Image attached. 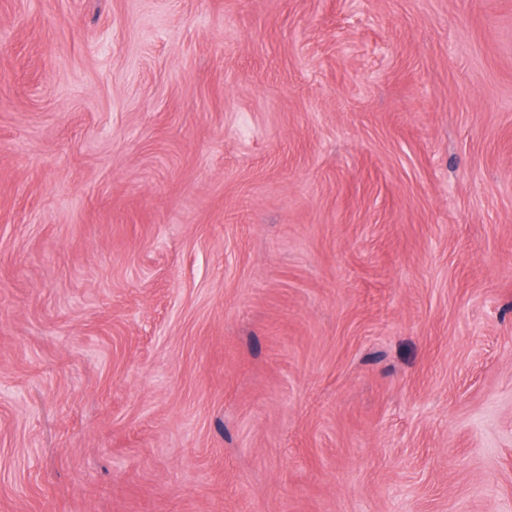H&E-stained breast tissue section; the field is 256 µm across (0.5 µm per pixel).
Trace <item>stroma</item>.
Wrapping results in <instances>:
<instances>
[{
  "instance_id": "obj_1",
  "label": "stroma",
  "mask_w": 512,
  "mask_h": 512,
  "mask_svg": "<svg viewBox=\"0 0 512 512\" xmlns=\"http://www.w3.org/2000/svg\"><path fill=\"white\" fill-rule=\"evenodd\" d=\"M0 512H512V0H0Z\"/></svg>"
}]
</instances>
